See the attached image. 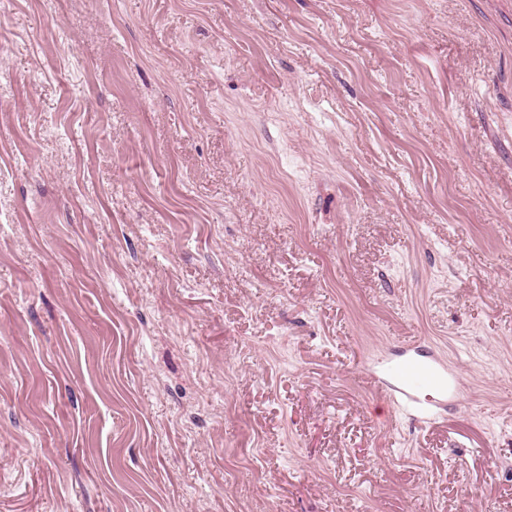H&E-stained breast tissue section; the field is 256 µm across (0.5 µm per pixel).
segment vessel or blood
I'll return each instance as SVG.
<instances>
[{"label": "vessel or blood", "instance_id": "1", "mask_svg": "<svg viewBox=\"0 0 512 512\" xmlns=\"http://www.w3.org/2000/svg\"><path fill=\"white\" fill-rule=\"evenodd\" d=\"M365 379L382 391L397 393L404 408L421 414L442 407L457 397L460 384L446 357L422 351L414 340L397 351L364 365Z\"/></svg>", "mask_w": 512, "mask_h": 512}]
</instances>
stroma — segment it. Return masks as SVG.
Instances as JSON below:
<instances>
[{
    "mask_svg": "<svg viewBox=\"0 0 512 512\" xmlns=\"http://www.w3.org/2000/svg\"><path fill=\"white\" fill-rule=\"evenodd\" d=\"M0 512H512V0H0ZM365 379L384 392L398 394L401 405L421 414L441 408L448 395L456 399L460 384L445 356L424 352L415 340L401 343L390 356L363 366Z\"/></svg>",
    "mask_w": 512,
    "mask_h": 512,
    "instance_id": "obj_1",
    "label": "stroma"
}]
</instances>
